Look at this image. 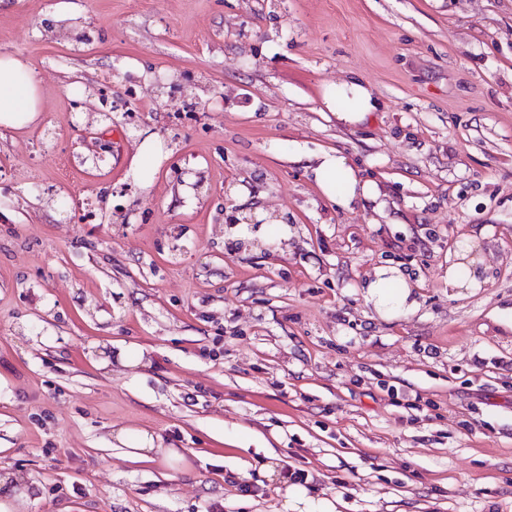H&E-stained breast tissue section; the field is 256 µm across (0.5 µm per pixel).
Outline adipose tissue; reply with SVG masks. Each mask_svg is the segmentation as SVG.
Masks as SVG:
<instances>
[{
    "label": "adipose tissue",
    "mask_w": 512,
    "mask_h": 512,
    "mask_svg": "<svg viewBox=\"0 0 512 512\" xmlns=\"http://www.w3.org/2000/svg\"><path fill=\"white\" fill-rule=\"evenodd\" d=\"M329 110L345 125L362 123L378 107L377 100L360 81L352 79L330 87L325 94ZM42 110L38 81L32 66L21 58L0 55V126L18 128L34 123ZM323 194L341 205L369 197V182L357 177L345 156L323 153L314 169ZM366 297L378 313L396 315L411 311L412 286L394 268H377L366 283Z\"/></svg>",
    "instance_id": "adipose-tissue-1"
}]
</instances>
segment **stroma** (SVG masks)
Wrapping results in <instances>:
<instances>
[{
	"mask_svg": "<svg viewBox=\"0 0 512 512\" xmlns=\"http://www.w3.org/2000/svg\"><path fill=\"white\" fill-rule=\"evenodd\" d=\"M1 53L43 98L0 127L19 512H279L273 458L340 512H512V0H0ZM352 78L379 107L347 126L324 92ZM106 84L133 92L109 126ZM330 149L377 198L323 196ZM467 237L480 285L452 288ZM385 266L412 311L367 300ZM120 429L177 455L129 461Z\"/></svg>",
	"mask_w": 512,
	"mask_h": 512,
	"instance_id": "obj_1",
	"label": "stroma"
}]
</instances>
